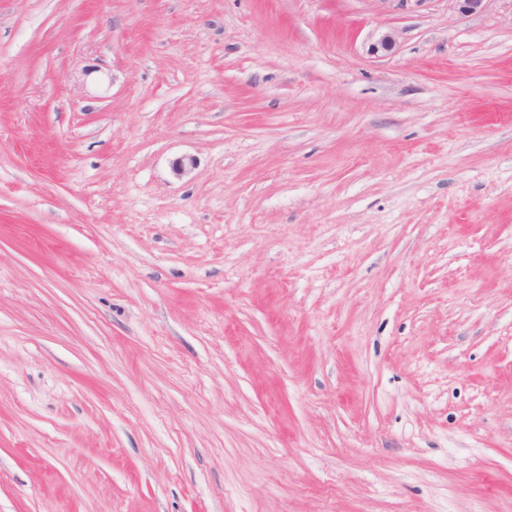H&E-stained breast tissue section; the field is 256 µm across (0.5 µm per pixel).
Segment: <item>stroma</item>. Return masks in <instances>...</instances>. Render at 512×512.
<instances>
[{
	"label": "stroma",
	"mask_w": 512,
	"mask_h": 512,
	"mask_svg": "<svg viewBox=\"0 0 512 512\" xmlns=\"http://www.w3.org/2000/svg\"><path fill=\"white\" fill-rule=\"evenodd\" d=\"M0 512H512V0H0Z\"/></svg>",
	"instance_id": "obj_1"
}]
</instances>
